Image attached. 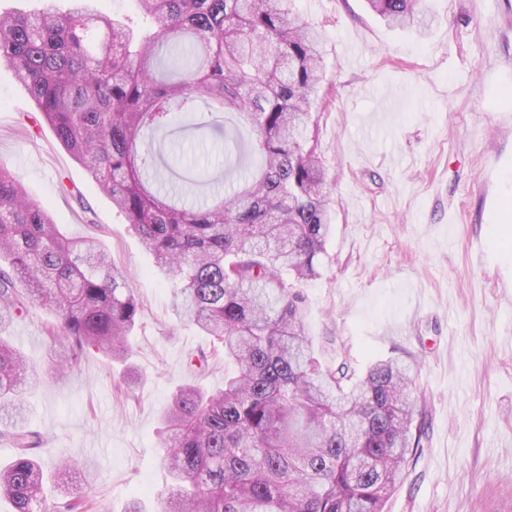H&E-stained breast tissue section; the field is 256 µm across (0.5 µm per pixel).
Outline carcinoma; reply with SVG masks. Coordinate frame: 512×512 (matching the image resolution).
<instances>
[{
  "label": "carcinoma",
  "mask_w": 512,
  "mask_h": 512,
  "mask_svg": "<svg viewBox=\"0 0 512 512\" xmlns=\"http://www.w3.org/2000/svg\"><path fill=\"white\" fill-rule=\"evenodd\" d=\"M97 0L0 14V61L27 89L74 160L126 216L174 282L176 315L224 349V387L187 383L163 420L172 478L163 512H384L422 453L414 364L324 368L304 321L302 288L331 259L327 166L316 116L323 38L293 0H136L141 24ZM389 26L412 27L424 0H367ZM194 126L224 135L225 195L201 204L159 178L146 139L201 105ZM250 132L230 134L217 114ZM31 304L57 317L64 372L86 347L129 352L140 304L93 237L75 236L0 167V331ZM40 369L0 336V496L47 512L40 454L23 394ZM60 462L52 512H93Z\"/></svg>",
  "instance_id": "cac0c4a2"
}]
</instances>
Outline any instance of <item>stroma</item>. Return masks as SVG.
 Listing matches in <instances>:
<instances>
[{
    "label": "stroma",
    "mask_w": 512,
    "mask_h": 512,
    "mask_svg": "<svg viewBox=\"0 0 512 512\" xmlns=\"http://www.w3.org/2000/svg\"><path fill=\"white\" fill-rule=\"evenodd\" d=\"M427 34L387 26L365 0H294L325 31L319 143L334 231L330 270L304 289L325 367L417 360L425 447L384 512H512V0H425ZM0 62V165L58 223L99 240L140 303L129 368L89 347L78 372L47 370L66 350L55 317L31 307L7 334L42 366L28 420L58 453L94 464L100 512L128 500L160 512L168 483L161 417L191 382L189 353L210 337L179 321L174 284L125 216L73 159ZM176 132L175 176L216 171L223 153Z\"/></svg>",
    "instance_id": "stroma-1"
}]
</instances>
